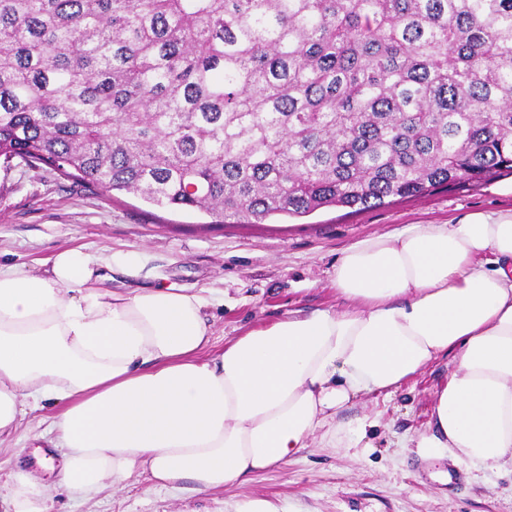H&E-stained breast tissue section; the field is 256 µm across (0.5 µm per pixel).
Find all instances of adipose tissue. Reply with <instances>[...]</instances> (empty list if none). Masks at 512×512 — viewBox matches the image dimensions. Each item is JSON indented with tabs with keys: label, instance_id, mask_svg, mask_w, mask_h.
<instances>
[{
	"label": "adipose tissue",
	"instance_id": "1",
	"mask_svg": "<svg viewBox=\"0 0 512 512\" xmlns=\"http://www.w3.org/2000/svg\"><path fill=\"white\" fill-rule=\"evenodd\" d=\"M96 256L57 253L49 268L0 264V436L46 403L56 481L15 476L6 512L87 501L149 474L207 493L288 462L363 393L392 396L443 356L426 454L512 473V212L414 224L352 244L334 283L344 310L289 316L202 359L209 301L175 288L101 287Z\"/></svg>",
	"mask_w": 512,
	"mask_h": 512
}]
</instances>
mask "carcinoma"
<instances>
[{
    "label": "carcinoma",
    "mask_w": 512,
    "mask_h": 512,
    "mask_svg": "<svg viewBox=\"0 0 512 512\" xmlns=\"http://www.w3.org/2000/svg\"><path fill=\"white\" fill-rule=\"evenodd\" d=\"M0 157L229 224L512 171V0H0Z\"/></svg>",
    "instance_id": "carcinoma-1"
}]
</instances>
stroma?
<instances>
[{"label": "stroma", "mask_w": 512, "mask_h": 512, "mask_svg": "<svg viewBox=\"0 0 512 512\" xmlns=\"http://www.w3.org/2000/svg\"><path fill=\"white\" fill-rule=\"evenodd\" d=\"M512 174L479 185L441 186L428 195L398 199L356 212L323 208L303 219L275 217L263 224H214L195 210L156 206L121 192L90 189L46 168L0 161V262L35 269L58 251L79 248L99 256L131 255L138 276L112 271V287L206 290L218 298L204 357L264 328L288 313L339 310L333 284L336 261L360 240L412 224H445L472 212L512 209ZM452 371L438 362L409 378L392 397L367 394L343 411L361 417L360 446L338 448L312 437L288 463L208 494L159 489L146 475L106 488L93 499L69 504L57 497L54 512H229L238 500L263 496L289 512H512V475L484 474L398 442L427 430L436 393ZM45 425L27 418L0 439V486L18 471L40 482L53 471L35 451H49ZM24 449L15 457L16 449Z\"/></svg>", "instance_id": "stroma-1"}]
</instances>
